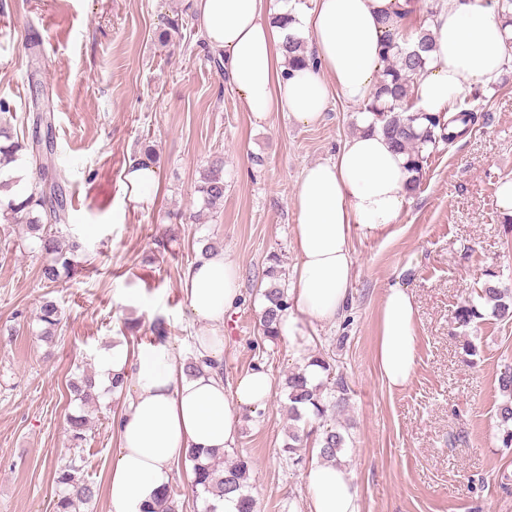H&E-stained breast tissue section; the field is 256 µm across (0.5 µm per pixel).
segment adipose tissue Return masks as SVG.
Instances as JSON below:
<instances>
[{"label": "adipose tissue", "instance_id": "adipose-tissue-1", "mask_svg": "<svg viewBox=\"0 0 512 512\" xmlns=\"http://www.w3.org/2000/svg\"><path fill=\"white\" fill-rule=\"evenodd\" d=\"M270 0H198L199 27L207 45L223 55L231 84L256 119L288 113L310 125L321 117L330 93L358 104L367 101L385 66L387 21L406 0H316L312 10L293 8L291 24L275 26ZM433 47L424 72L413 83L414 109L449 111L470 87L497 84L507 64V25L481 0H439L430 20ZM306 35L318 67L294 69L282 54L287 35ZM372 113L360 115L362 132L348 138L329 160L306 167L296 185L293 207L299 261L289 306L278 325L281 337L303 335L300 316L319 322L340 318L353 279L352 237L381 233L409 204L408 157L394 149ZM240 269L215 252L188 269L183 292L204 330L200 357L221 360L224 315L241 298ZM380 373L389 389L404 388L417 365L415 304L407 288L387 289L381 305L377 346ZM113 351L111 373L131 372L130 401L117 429L120 446L105 483L109 512H143L173 479L174 466L192 448L226 451L235 445L240 411L264 410L272 378L263 365L247 370L232 389L213 370L184 374L173 349L143 348L135 370ZM310 512H359L350 471L312 462L305 473Z\"/></svg>", "mask_w": 512, "mask_h": 512}]
</instances>
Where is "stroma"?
<instances>
[{"label": "stroma", "instance_id": "1", "mask_svg": "<svg viewBox=\"0 0 512 512\" xmlns=\"http://www.w3.org/2000/svg\"><path fill=\"white\" fill-rule=\"evenodd\" d=\"M179 13L196 15L195 0H0V97L20 111L41 84L53 107L54 162L68 180V229L92 256L47 288L37 240L22 225L0 224V512H55L53 465L63 459L76 458L83 477L104 487L119 446L114 419L128 396L96 388L83 402L69 384L97 374L116 344L137 356L158 317L178 359L195 355L202 325L182 281L211 244L241 270L242 298L224 317V385L258 363L273 381L267 409L243 415L234 451L252 460L257 512H308L304 472L279 454L289 425L284 381L298 361L290 341L264 338L260 292L272 258L288 273L298 262L293 196L302 170L335 156L358 132L363 107L333 95L312 126L284 112L256 119L210 63L200 29L160 43L165 18ZM31 40L41 49L35 65ZM485 95L456 101L487 118L433 150L397 222L382 235L354 236L344 316L303 323L308 354L333 358L351 389L335 418L349 435L342 458L359 512H512V447H502L496 415L498 377L512 367V321H455L485 271L512 290V221L496 205L499 181L512 178V69ZM146 141L159 156L149 205L123 186ZM216 155L224 206L203 215L195 186ZM397 282L415 297L418 364L411 382L392 390L376 344L384 293ZM47 296L64 315L50 344L38 336ZM467 343L475 356H465ZM73 415L88 422L78 446L67 431Z\"/></svg>", "mask_w": 512, "mask_h": 512}]
</instances>
